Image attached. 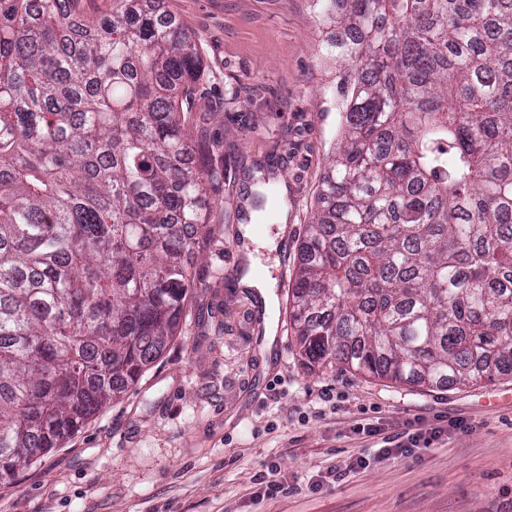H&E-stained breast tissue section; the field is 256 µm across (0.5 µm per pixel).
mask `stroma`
I'll list each match as a JSON object with an SVG mask.
<instances>
[{"label": "stroma", "mask_w": 512, "mask_h": 512, "mask_svg": "<svg viewBox=\"0 0 512 512\" xmlns=\"http://www.w3.org/2000/svg\"><path fill=\"white\" fill-rule=\"evenodd\" d=\"M195 40L205 69L195 129L220 172L215 233L196 266L201 293L179 336L119 400L61 447L0 482V512H512V376L425 389L338 365L309 370L290 322L299 250L281 253L317 206L340 132L336 27L313 0H142ZM272 201L250 209L260 174ZM252 225L254 239L242 237ZM262 269L272 305L224 258ZM274 324L272 346L256 318ZM445 434L410 456L332 469L367 447L357 423ZM461 418L467 430L448 428ZM280 482L276 496L264 484Z\"/></svg>", "instance_id": "35a3bbf8"}]
</instances>
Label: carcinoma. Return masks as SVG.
<instances>
[{"label": "carcinoma", "instance_id": "1", "mask_svg": "<svg viewBox=\"0 0 512 512\" xmlns=\"http://www.w3.org/2000/svg\"><path fill=\"white\" fill-rule=\"evenodd\" d=\"M0 0V481L177 336L217 174L195 41L155 11ZM344 123L291 322L309 370L512 374V0H341Z\"/></svg>", "mask_w": 512, "mask_h": 512}]
</instances>
